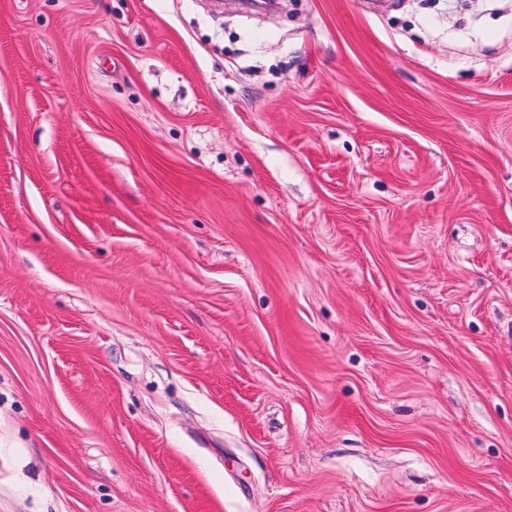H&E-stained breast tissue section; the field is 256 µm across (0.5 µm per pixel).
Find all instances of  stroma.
Wrapping results in <instances>:
<instances>
[{
  "instance_id": "1",
  "label": "stroma",
  "mask_w": 512,
  "mask_h": 512,
  "mask_svg": "<svg viewBox=\"0 0 512 512\" xmlns=\"http://www.w3.org/2000/svg\"><path fill=\"white\" fill-rule=\"evenodd\" d=\"M0 512H512V0H0Z\"/></svg>"
}]
</instances>
